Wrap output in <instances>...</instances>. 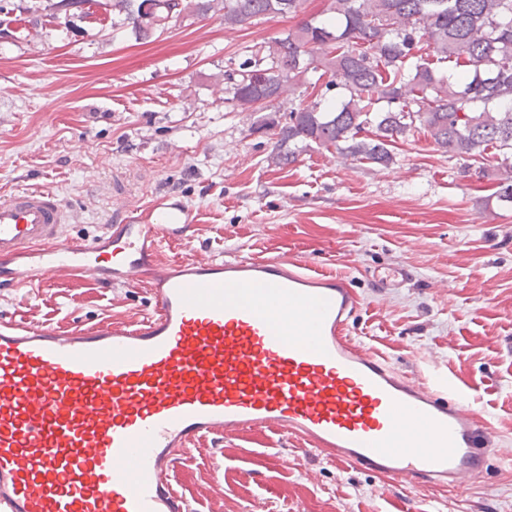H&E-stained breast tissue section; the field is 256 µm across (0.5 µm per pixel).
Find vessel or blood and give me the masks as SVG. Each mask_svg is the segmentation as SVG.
Returning <instances> with one entry per match:
<instances>
[{"mask_svg":"<svg viewBox=\"0 0 512 512\" xmlns=\"http://www.w3.org/2000/svg\"><path fill=\"white\" fill-rule=\"evenodd\" d=\"M87 242L65 237L51 190L0 198V285L65 269L147 284L151 313L67 332L0 319V512H191L174 487L200 439L255 430L329 462L465 492L491 455L466 387L409 377L357 344L347 279L295 258L160 260L190 241L192 210L158 202Z\"/></svg>","mask_w":512,"mask_h":512,"instance_id":"1","label":"vessel or blood"}]
</instances>
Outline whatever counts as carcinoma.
<instances>
[{
	"mask_svg": "<svg viewBox=\"0 0 512 512\" xmlns=\"http://www.w3.org/2000/svg\"><path fill=\"white\" fill-rule=\"evenodd\" d=\"M302 0H112L138 40L164 32L185 13L221 16L229 26L295 14ZM330 16L306 19L224 72L242 112L281 110L318 70L338 101L293 105L271 127L272 161L295 162L291 145L310 141L382 166L416 129L445 153L503 154L512 182V0H331ZM315 57L294 62L298 49Z\"/></svg>",
	"mask_w": 512,
	"mask_h": 512,
	"instance_id": "obj_1",
	"label": "carcinoma"
}]
</instances>
